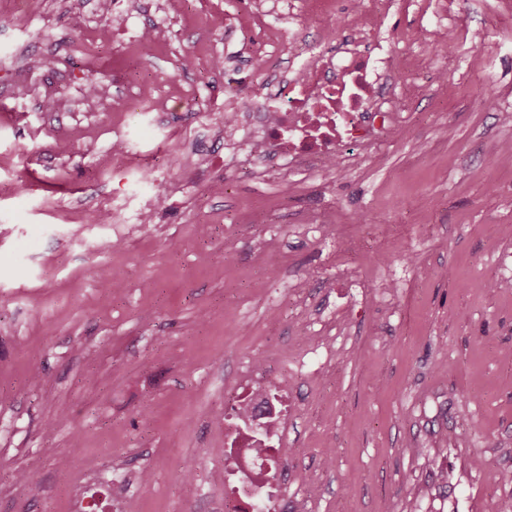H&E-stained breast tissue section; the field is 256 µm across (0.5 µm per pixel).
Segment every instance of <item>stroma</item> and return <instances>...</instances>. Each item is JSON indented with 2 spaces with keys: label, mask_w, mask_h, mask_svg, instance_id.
I'll return each instance as SVG.
<instances>
[{
  "label": "stroma",
  "mask_w": 512,
  "mask_h": 512,
  "mask_svg": "<svg viewBox=\"0 0 512 512\" xmlns=\"http://www.w3.org/2000/svg\"><path fill=\"white\" fill-rule=\"evenodd\" d=\"M139 0L134 24L161 40L132 42L88 0H28L45 43L0 13V48L52 56L51 70L0 66V512H69L74 487L96 474L149 464L171 471L193 456L206 505L142 487L137 512H211L224 478L203 449L223 440L224 387L259 354L294 390L283 450L294 461L285 491L293 512H497L512 496V288H489L512 254V166L482 152L512 138L495 100L512 86V0H469L471 35L443 51L425 42L410 112L432 122L380 143L332 188L285 172L270 183L217 168L184 175L174 142L198 127L250 63L214 73L211 48L235 51L256 36L248 0ZM110 35L78 52L90 29ZM193 59L182 67L184 59ZM151 71L164 113L129 125L138 169L170 170L149 230L95 223L128 185L97 155L118 119L104 101ZM447 84L438 87L437 71ZM101 103L76 101L97 74ZM29 87L26 97L15 87ZM190 85L192 100L173 97ZM55 106L46 111L44 98ZM225 181L224 193L209 192ZM365 223H358V214ZM328 219L354 248L332 255L301 216ZM273 240L270 268L256 263ZM370 290L352 300L328 257ZM120 280L113 297L99 274ZM335 323L322 381L301 371L296 342ZM334 456L329 472L320 467ZM29 473L22 492L10 478Z\"/></svg>",
  "instance_id": "stroma-1"
}]
</instances>
